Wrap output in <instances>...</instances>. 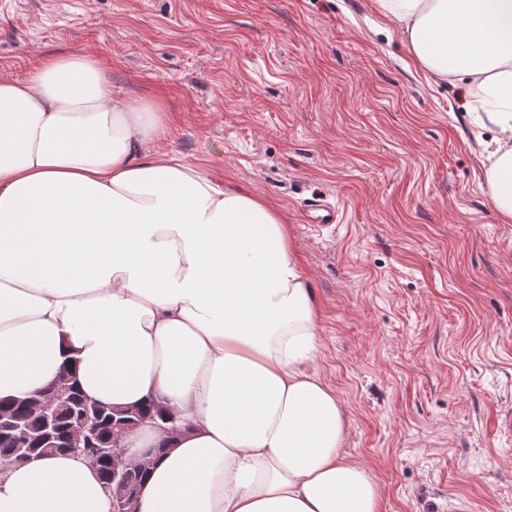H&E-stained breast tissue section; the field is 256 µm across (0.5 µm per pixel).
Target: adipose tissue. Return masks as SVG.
Wrapping results in <instances>:
<instances>
[{"instance_id":"adipose-tissue-1","label":"adipose tissue","mask_w":512,"mask_h":512,"mask_svg":"<svg viewBox=\"0 0 512 512\" xmlns=\"http://www.w3.org/2000/svg\"><path fill=\"white\" fill-rule=\"evenodd\" d=\"M416 63L493 129L485 180L512 221V0H375ZM158 101L116 96L83 54L0 78V401L69 368L87 397L155 401L182 426L139 512H381L344 455L343 408L308 363L319 310L281 213L161 152ZM82 458L0 471V512H111Z\"/></svg>"}]
</instances>
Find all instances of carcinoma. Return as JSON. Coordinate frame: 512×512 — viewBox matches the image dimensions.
<instances>
[{
  "label": "carcinoma",
  "instance_id": "carcinoma-1",
  "mask_svg": "<svg viewBox=\"0 0 512 512\" xmlns=\"http://www.w3.org/2000/svg\"><path fill=\"white\" fill-rule=\"evenodd\" d=\"M68 394L56 405L57 434L68 435L69 428L88 420L95 425L101 442L112 437V431L119 427L138 426L147 420L157 418L167 423L163 427L171 434L178 429L175 419L166 415L157 404L150 402L143 406L116 409L86 397L79 389L74 377H69ZM43 423L39 415L33 413L27 400L0 404V465L15 466L21 455L31 448L38 449L43 456L61 454L57 447H51L43 440Z\"/></svg>",
  "mask_w": 512,
  "mask_h": 512
}]
</instances>
